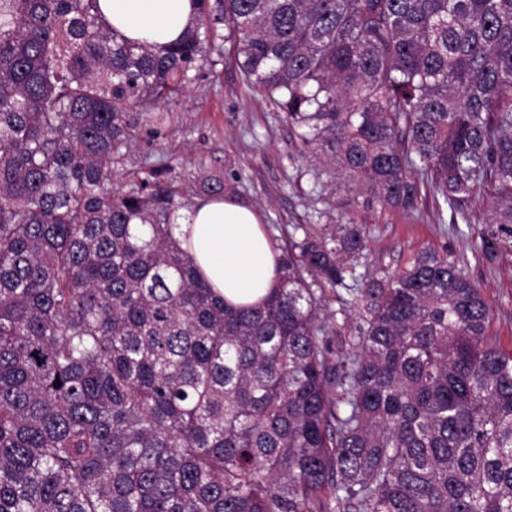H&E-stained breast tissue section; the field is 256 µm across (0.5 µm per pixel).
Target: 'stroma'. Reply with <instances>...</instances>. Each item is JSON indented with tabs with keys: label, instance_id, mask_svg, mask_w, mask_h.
Returning <instances> with one entry per match:
<instances>
[{
	"label": "stroma",
	"instance_id": "1",
	"mask_svg": "<svg viewBox=\"0 0 512 512\" xmlns=\"http://www.w3.org/2000/svg\"><path fill=\"white\" fill-rule=\"evenodd\" d=\"M170 120L133 143L120 177H132L145 163L174 166L184 188L199 192L203 176L223 175L236 197L259 209L277 249H285L299 224L317 227L360 224L366 232L364 270L394 273L424 249L447 252L449 260L483 290L492 307L489 331L501 348L512 350V237L493 260L473 250L488 231L487 194L473 200L470 223L448 229L449 209L421 204L405 213L368 208L341 170L326 156L311 153L283 119L282 112L251 88L223 39H216L209 62L169 106Z\"/></svg>",
	"mask_w": 512,
	"mask_h": 512
}]
</instances>
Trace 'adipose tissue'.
<instances>
[{"instance_id": "ef3b65f1", "label": "adipose tissue", "mask_w": 512, "mask_h": 512, "mask_svg": "<svg viewBox=\"0 0 512 512\" xmlns=\"http://www.w3.org/2000/svg\"><path fill=\"white\" fill-rule=\"evenodd\" d=\"M99 8L113 30L159 50L180 39L198 12L195 0H99ZM173 232L229 306L258 303L275 288L279 253L251 204L231 195L198 198Z\"/></svg>"}]
</instances>
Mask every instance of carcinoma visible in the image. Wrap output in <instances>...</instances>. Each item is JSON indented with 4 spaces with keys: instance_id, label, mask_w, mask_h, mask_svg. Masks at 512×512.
<instances>
[{
    "instance_id": "obj_1",
    "label": "carcinoma",
    "mask_w": 512,
    "mask_h": 512,
    "mask_svg": "<svg viewBox=\"0 0 512 512\" xmlns=\"http://www.w3.org/2000/svg\"><path fill=\"white\" fill-rule=\"evenodd\" d=\"M98 2L0 0V512H512V351L448 254L366 276L362 225L304 228L273 293L232 310L176 244L193 202L171 166L116 185L211 19L382 205L468 224L488 189L491 260L512 237V0H197L160 51Z\"/></svg>"
}]
</instances>
